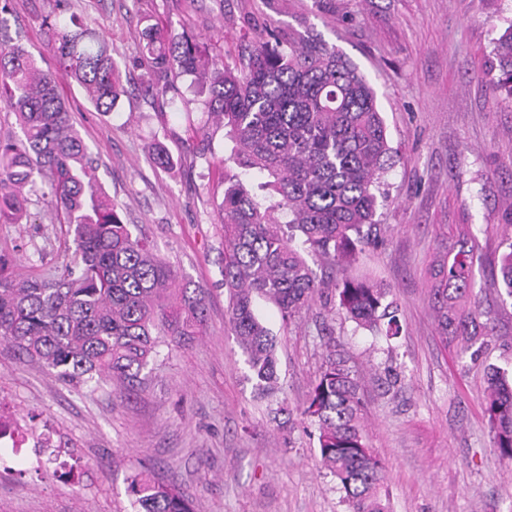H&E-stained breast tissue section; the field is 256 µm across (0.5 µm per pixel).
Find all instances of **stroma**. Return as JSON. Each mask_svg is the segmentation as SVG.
Masks as SVG:
<instances>
[{"label": "stroma", "mask_w": 512, "mask_h": 512, "mask_svg": "<svg viewBox=\"0 0 512 512\" xmlns=\"http://www.w3.org/2000/svg\"><path fill=\"white\" fill-rule=\"evenodd\" d=\"M49 9V0H12L9 30L52 71L39 19ZM70 12L105 39L127 89L104 115L59 76L72 121L124 222L206 288V333L162 346L130 394L65 384L0 345V415L25 441L17 452L0 447V512H135L127 485L142 470L177 487L194 512H349L302 416L334 349L359 382L362 439L385 468L388 512H512V464L497 458L484 413L488 369H512V300L493 280L512 204V102L488 73L512 0H70ZM150 25L171 38L187 31L213 40L229 63L267 30H311L377 93L393 148L378 210L385 230L350 267L309 264L328 280L388 286L401 334L357 329L331 292L289 322L256 298L277 342L286 426L256 393L228 323L217 205L232 144L208 123L191 76L178 78L174 98L142 65ZM159 143L171 168L151 161ZM30 211L34 223L0 224V250L13 252L20 272H53L71 253L50 221V199L33 200ZM458 224L476 235V302L489 326L476 354L442 340L426 283Z\"/></svg>", "instance_id": "stroma-1"}]
</instances>
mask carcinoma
<instances>
[{
  "label": "carcinoma",
  "mask_w": 512,
  "mask_h": 512,
  "mask_svg": "<svg viewBox=\"0 0 512 512\" xmlns=\"http://www.w3.org/2000/svg\"><path fill=\"white\" fill-rule=\"evenodd\" d=\"M69 0H54L42 17L47 46L81 86L96 111L112 112L124 93L122 74L106 42L75 17ZM11 0H0V108L19 132L0 136V223L31 220V196L48 197L53 222L72 238V257L48 275H19L0 251V343L83 386L113 382L130 393L143 383L159 347L203 335L205 291L190 287L123 222L97 181L88 146L76 130L54 75L5 40ZM147 66L168 73L176 61L204 94L208 117L233 144L229 162L267 177L272 202L262 206L231 167L224 169L218 205L224 227L222 276L229 321L257 390L278 391L276 340L253 310L254 296L273 301L290 320L330 285L317 277L294 242L326 263L348 265L378 237L393 150L377 97L365 76L336 47L308 37L283 41L269 33L248 58L230 65L193 36L168 46L145 29ZM496 88L512 100V20L494 41ZM475 238L438 253L429 292L444 337L470 349L487 335L471 302ZM499 288L512 298V243L502 253ZM339 307L357 327L400 334L387 289L366 280L334 286ZM359 384L345 357L331 352L313 384L304 415L315 427L322 464L336 478L350 512H386L385 474L365 447ZM485 412L499 458L512 460V378L498 369L487 380ZM128 494L138 512H193L174 486L137 473Z\"/></svg>",
  "instance_id": "cac0c4a2"
}]
</instances>
